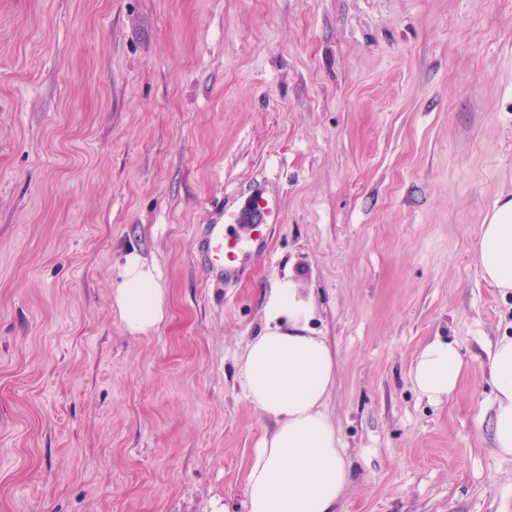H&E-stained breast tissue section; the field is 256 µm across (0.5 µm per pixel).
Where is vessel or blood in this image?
Returning a JSON list of instances; mask_svg holds the SVG:
<instances>
[{"label": "vessel or blood", "mask_w": 512, "mask_h": 512, "mask_svg": "<svg viewBox=\"0 0 512 512\" xmlns=\"http://www.w3.org/2000/svg\"><path fill=\"white\" fill-rule=\"evenodd\" d=\"M245 204L260 217L259 225L253 226L248 237L240 238L227 234V224L235 223L240 212L224 208L220 203L215 206L218 213L217 221L204 225L197 235V254L207 278L219 281L239 280L252 262L267 257V238L262 227L278 222L280 204L277 200L259 193L248 196Z\"/></svg>", "instance_id": "1"}]
</instances>
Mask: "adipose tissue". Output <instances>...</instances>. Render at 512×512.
<instances>
[{
	"label": "adipose tissue",
	"mask_w": 512,
	"mask_h": 512,
	"mask_svg": "<svg viewBox=\"0 0 512 512\" xmlns=\"http://www.w3.org/2000/svg\"><path fill=\"white\" fill-rule=\"evenodd\" d=\"M475 254L489 285L512 289V194L499 196L486 214ZM165 299L157 269L128 254L113 295L128 331L144 333L161 322ZM312 313L311 301L285 280L266 303L265 330L241 358L238 379L247 401L275 424L249 466L246 512H337L350 479L336 429L322 410L335 368L326 342L307 328ZM463 367L458 345L437 338L420 350L411 379L438 402L457 388ZM488 373L495 387L493 444L512 458V337L498 342Z\"/></svg>",
	"instance_id": "adipose-tissue-1"
}]
</instances>
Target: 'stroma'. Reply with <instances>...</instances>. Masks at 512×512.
<instances>
[{"label":"stroma","mask_w":512,"mask_h":512,"mask_svg":"<svg viewBox=\"0 0 512 512\" xmlns=\"http://www.w3.org/2000/svg\"><path fill=\"white\" fill-rule=\"evenodd\" d=\"M254 191L268 258L204 281L200 225ZM504 193L512 0H0V512H245L272 423L239 362L286 279L334 359L339 512H512V291L474 250ZM131 251L146 334L112 305ZM437 338L465 370L432 403ZM245 204L248 209L260 215L261 223L273 224L279 221L281 207L277 200L255 193L246 198ZM165 299L157 269L148 266L138 254L129 253L113 295L114 306L128 331L146 333L161 322ZM488 373L495 392L492 440L504 458H512V337L501 339L490 356ZM464 361L455 342L434 339L420 350L412 371L413 385L432 402H440L458 386Z\"/></svg>","instance_id":"35a3bbf8"}]
</instances>
